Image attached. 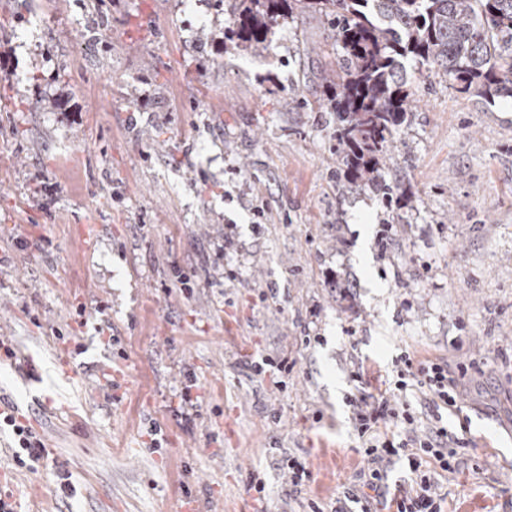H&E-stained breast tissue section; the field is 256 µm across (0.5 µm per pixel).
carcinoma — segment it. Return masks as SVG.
<instances>
[{
    "instance_id": "1",
    "label": "carcinoma",
    "mask_w": 512,
    "mask_h": 512,
    "mask_svg": "<svg viewBox=\"0 0 512 512\" xmlns=\"http://www.w3.org/2000/svg\"><path fill=\"white\" fill-rule=\"evenodd\" d=\"M237 27L224 52L264 50L280 18L324 15L340 49L322 76L324 105L336 113L345 179L371 183L394 135L414 108L407 65L487 103L512 99V0H232Z\"/></svg>"
}]
</instances>
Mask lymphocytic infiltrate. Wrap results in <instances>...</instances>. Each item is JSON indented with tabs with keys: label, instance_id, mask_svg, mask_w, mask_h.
Masks as SVG:
<instances>
[{
	"label": "lymphocytic infiltrate",
	"instance_id": "1",
	"mask_svg": "<svg viewBox=\"0 0 512 512\" xmlns=\"http://www.w3.org/2000/svg\"><path fill=\"white\" fill-rule=\"evenodd\" d=\"M397 381L377 395L351 397L355 430L367 461L357 484L345 486L336 499L335 512H350V504L370 507L377 503L384 512H442L439 479L465 465L468 443L447 427L422 424L416 406L399 397L409 383L423 389L424 399L433 407H453L459 400L457 377L440 361L417 360L409 354L396 357ZM10 428L17 467L35 470L44 460L45 443L14 411L0 412V428ZM404 461L410 474L409 486L390 494L387 473L396 461Z\"/></svg>",
	"mask_w": 512,
	"mask_h": 512
}]
</instances>
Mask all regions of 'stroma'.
Returning <instances> with one entry per match:
<instances>
[{
  "instance_id": "stroma-1",
  "label": "stroma",
  "mask_w": 512,
  "mask_h": 512,
  "mask_svg": "<svg viewBox=\"0 0 512 512\" xmlns=\"http://www.w3.org/2000/svg\"><path fill=\"white\" fill-rule=\"evenodd\" d=\"M236 22L218 0H0V397L50 450L34 472L0 452V493L329 512L364 465L347 399L407 350L461 375L444 512H512V101L411 70L416 107L354 186L324 18L228 53ZM264 356L289 371L255 375Z\"/></svg>"
}]
</instances>
